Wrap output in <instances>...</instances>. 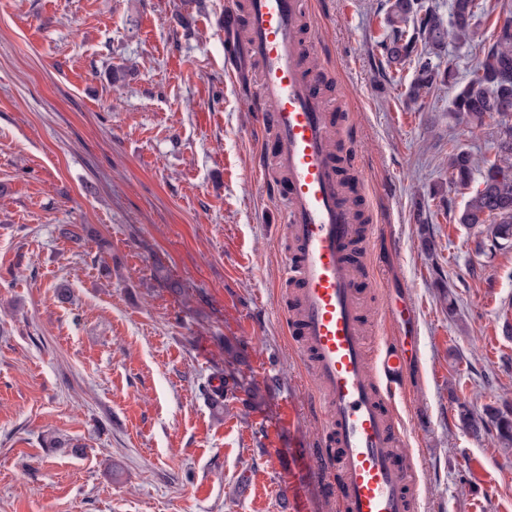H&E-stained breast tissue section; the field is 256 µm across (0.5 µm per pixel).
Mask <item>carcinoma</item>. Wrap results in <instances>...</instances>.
<instances>
[{
	"mask_svg": "<svg viewBox=\"0 0 512 512\" xmlns=\"http://www.w3.org/2000/svg\"><path fill=\"white\" fill-rule=\"evenodd\" d=\"M477 7L476 0H450L445 20L425 0H392L387 15L390 32L380 42V49L388 65L413 67L410 97L416 99L422 90L438 83L457 86L459 90L452 100V112L456 115L476 125L495 115L502 119L495 160L483 161L481 180L465 204L459 223L471 227L487 225L492 246L506 250L512 247V18L504 19L492 43L481 46L482 59L464 86H458L453 68L442 71L433 63L437 49L448 41L459 45L470 41L471 21ZM474 170L475 160L470 152L455 148L448 152L449 183L469 187ZM239 393L251 405H259L265 399L259 387L226 373L224 392L211 396L215 414L227 412L229 400ZM458 417L472 434L478 436L493 430L502 444L512 445L511 406H490L478 415L461 404ZM43 444L64 452H81L78 446L52 432L43 436Z\"/></svg>",
	"mask_w": 512,
	"mask_h": 512,
	"instance_id": "1",
	"label": "carcinoma"
}]
</instances>
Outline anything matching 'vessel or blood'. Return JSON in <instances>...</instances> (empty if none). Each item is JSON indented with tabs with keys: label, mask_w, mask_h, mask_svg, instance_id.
Segmentation results:
<instances>
[{
	"label": "vessel or blood",
	"mask_w": 512,
	"mask_h": 512,
	"mask_svg": "<svg viewBox=\"0 0 512 512\" xmlns=\"http://www.w3.org/2000/svg\"><path fill=\"white\" fill-rule=\"evenodd\" d=\"M308 9V0H248L246 14L231 4L224 11V66L242 57L256 64L259 125L270 130L275 167L288 183L289 329L315 382L310 411L325 424L319 452L303 443L288 456L326 475L339 512H417L416 468L394 413L417 356L408 342L416 312L406 301L383 299L380 315L398 331L368 343L355 287L360 267L350 258L358 216L337 172L327 104L298 60Z\"/></svg>",
	"instance_id": "obj_1"
}]
</instances>
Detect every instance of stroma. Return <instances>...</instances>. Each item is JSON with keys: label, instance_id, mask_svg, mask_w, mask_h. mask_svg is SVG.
Instances as JSON below:
<instances>
[{"label": "stroma", "instance_id": "35a3bbf8", "mask_svg": "<svg viewBox=\"0 0 512 512\" xmlns=\"http://www.w3.org/2000/svg\"><path fill=\"white\" fill-rule=\"evenodd\" d=\"M224 2L0 0V512H284L290 482L308 512H337L323 475L286 455L323 422L288 333L287 183L256 176L275 143L255 126L253 66L224 73ZM388 7L309 0L307 53L375 229L357 279L366 323L386 335L385 294L416 310L395 408L420 512H512V447L457 416L512 404V251L459 224L471 191L448 182L449 148L494 159L500 121L453 118L445 87L409 100L413 69L391 72L376 46ZM64 224L98 237L67 240ZM228 340L266 397L218 419L207 396ZM49 431L83 454L44 447Z\"/></svg>", "mask_w": 512, "mask_h": 512}]
</instances>
